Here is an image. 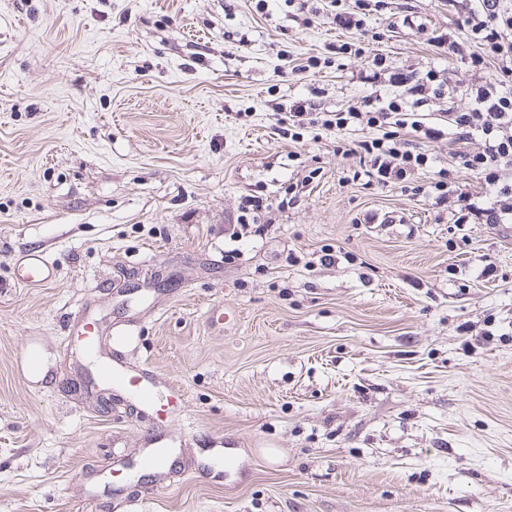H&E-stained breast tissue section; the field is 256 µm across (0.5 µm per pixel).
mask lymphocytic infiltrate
Instances as JSON below:
<instances>
[{
	"instance_id": "obj_1",
	"label": "lymphocytic infiltrate",
	"mask_w": 512,
	"mask_h": 512,
	"mask_svg": "<svg viewBox=\"0 0 512 512\" xmlns=\"http://www.w3.org/2000/svg\"><path fill=\"white\" fill-rule=\"evenodd\" d=\"M385 0H335L330 17L338 28L364 31L367 18ZM460 32L445 37L450 55L472 73L468 83L439 80L435 70L416 72L373 57L361 78L373 91L357 107L325 112L321 127L339 133L358 128L363 136L344 144L369 182L387 186L421 178L415 193L438 218L452 224L512 223V0H455ZM391 93H384V86ZM468 99L467 110L430 121L418 105L429 100ZM448 140L447 166L429 146ZM480 183L465 186L466 176Z\"/></svg>"
}]
</instances>
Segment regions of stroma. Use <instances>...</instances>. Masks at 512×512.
Returning <instances> with one entry per match:
<instances>
[{"label": "stroma", "instance_id": "stroma-1", "mask_svg": "<svg viewBox=\"0 0 512 512\" xmlns=\"http://www.w3.org/2000/svg\"><path fill=\"white\" fill-rule=\"evenodd\" d=\"M256 4L0 0V512H512V224L438 219L279 114L359 105L374 55L470 82L455 7L361 36ZM338 40L362 54L295 71ZM31 252L53 281H16ZM87 319L185 416L100 407ZM165 434L177 465L136 478ZM267 205L264 203V200L260 196L252 195L245 197L238 207L239 215L237 216V224H240L241 228V237L244 234L257 233L262 230L260 224L258 223V219L260 218V214L264 210H266Z\"/></svg>", "mask_w": 512, "mask_h": 512}]
</instances>
